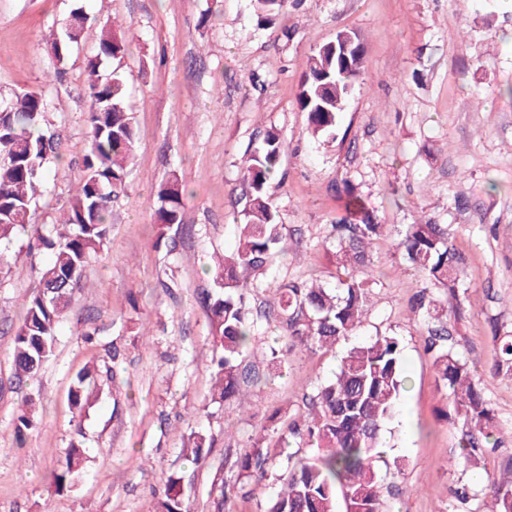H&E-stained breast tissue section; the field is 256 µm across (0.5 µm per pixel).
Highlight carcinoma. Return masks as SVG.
Returning <instances> with one entry per match:
<instances>
[{
  "label": "carcinoma",
  "instance_id": "cac0c4a2",
  "mask_svg": "<svg viewBox=\"0 0 512 512\" xmlns=\"http://www.w3.org/2000/svg\"><path fill=\"white\" fill-rule=\"evenodd\" d=\"M97 23L98 18L82 6L71 11L64 32L49 43L58 64L65 63L85 31ZM126 51L125 36L102 25L97 49L86 59L90 108L82 175L59 230L32 220L49 167L59 159V141L51 130L46 97L26 91L0 102V246L28 234L37 246L50 252L49 262L38 271L39 284H51L62 276L69 279L63 291H38L23 304L12 349L14 376L20 382L37 376L54 355L59 324L82 286L89 263L103 246L111 224V203L125 186L136 139L134 116L122 76L115 71L104 76L101 71ZM363 62V46L356 37L344 57L328 43L310 56L297 103L307 114L314 136H335ZM283 152L280 134L269 131L261 145L243 159V178L249 191L238 246L218 262L211 288L202 296L211 321L210 364L215 378L211 401L220 405L234 400L246 406L243 386L260 376L259 370L246 362L245 353L252 347L255 318H269L274 313L251 315L241 291L262 287L260 276L268 270L273 254L287 251L278 212L268 195V184L278 172ZM183 196L177 177L164 183L159 190L156 223L166 228L182 224ZM347 209L350 218L331 225L339 268L336 288L325 287L317 278L290 280L282 286L274 315L293 347L328 351L354 335L362 323L374 273L370 245L384 235L386 225L374 222L362 198L351 192ZM398 246L405 261L429 283L455 292L460 258L449 241L448 225L429 220L410 224ZM418 309L433 325L431 350L439 386L451 396L448 420L460 429V453L454 462H475L484 456L496 431L494 409L475 383L471 367L448 348L447 310L424 295ZM493 340V374L512 372V336H495ZM405 384L397 338L380 335L350 347L335 376L316 386L307 412L288 425V435L272 445L260 437L235 457L231 464L235 484L243 489L270 478L283 483L269 499L266 512H338L340 499L344 512H380L375 462L380 458L382 430L393 418ZM94 385L91 370L77 373L69 390L74 409L81 411L89 404ZM304 438L316 445L315 458L277 473L285 448ZM208 447L210 438L205 433L190 431L188 446L183 449L185 459L197 462ZM83 461V443L71 442L65 462L54 474L58 489L75 480ZM182 486V475L168 477L162 512H185ZM212 487L215 509L224 512L230 489L217 476ZM485 490L491 497L487 512H512V462L500 476L488 478Z\"/></svg>",
  "mask_w": 512,
  "mask_h": 512
}]
</instances>
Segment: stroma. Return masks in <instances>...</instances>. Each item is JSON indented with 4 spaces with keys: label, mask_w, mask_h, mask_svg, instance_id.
Here are the masks:
<instances>
[{
    "label": "stroma",
    "mask_w": 512,
    "mask_h": 512,
    "mask_svg": "<svg viewBox=\"0 0 512 512\" xmlns=\"http://www.w3.org/2000/svg\"><path fill=\"white\" fill-rule=\"evenodd\" d=\"M101 22L127 34L112 66L126 78L134 114V164L99 257L86 271L58 331L54 357L25 385L10 352L25 298L48 262L27 239L0 270V512H160L165 481L184 476L188 512H214V476L259 433L277 439L306 410L314 385L333 377L349 346L397 337L409 386L384 433L376 464L381 512H483L458 502V482L481 490L512 458V375L491 376L494 337L512 335V0H300L271 22L256 0H89ZM76 0H0V99L23 90L49 102L62 160L53 165L35 221L53 224L68 205L86 148L85 61L99 31H86L55 77L49 52ZM364 45V71L335 139L307 131L297 93L306 60L338 32ZM278 131L286 143L269 183L287 254H275L252 308L276 307L281 281L321 277L336 284L330 226L353 188L376 220L392 227L371 253L375 282L362 326L333 349L289 347L276 321H259L249 362L264 370L247 412L211 401L209 313L199 299L206 271L232 253L247 190L243 157ZM185 188L177 253L157 243L158 191L169 177ZM426 218L448 227L461 257L456 295L428 286L396 243ZM447 308L455 354L477 370L498 423L496 451L452 468L459 429L428 351L419 292ZM95 331L93 342L83 332ZM121 358L112 361V348ZM278 364H271L272 355ZM101 370L92 407L71 409L68 391L83 368ZM34 406L24 445L21 409ZM213 436L197 463L182 454L191 429ZM87 449L81 478L57 489L53 473L72 441Z\"/></svg>",
    "instance_id": "obj_1"
}]
</instances>
